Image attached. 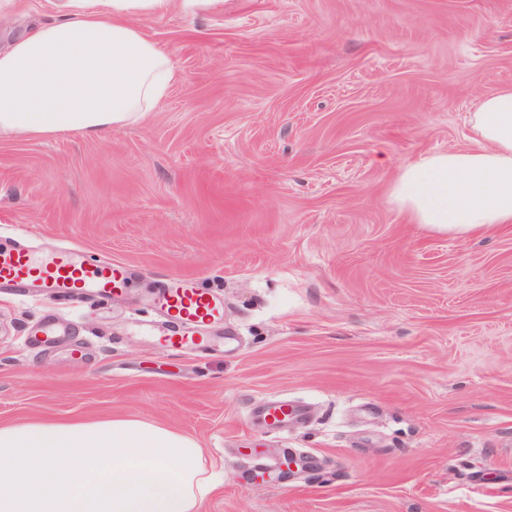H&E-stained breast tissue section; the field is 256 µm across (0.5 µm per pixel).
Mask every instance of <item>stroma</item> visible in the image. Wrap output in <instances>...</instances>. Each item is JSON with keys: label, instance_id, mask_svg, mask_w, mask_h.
Here are the masks:
<instances>
[{"label": "stroma", "instance_id": "35a3bbf8", "mask_svg": "<svg viewBox=\"0 0 512 512\" xmlns=\"http://www.w3.org/2000/svg\"><path fill=\"white\" fill-rule=\"evenodd\" d=\"M21 0L0 48L52 19ZM178 79L98 137L0 139V238L137 274L108 299L0 295V424L136 414L208 448L203 512H512V225L469 238L387 197L512 84V0H224L142 19ZM178 275L238 347L162 349ZM74 335L26 339L46 314ZM306 406L277 436L261 398ZM308 465L257 482L284 454Z\"/></svg>", "mask_w": 512, "mask_h": 512}]
</instances>
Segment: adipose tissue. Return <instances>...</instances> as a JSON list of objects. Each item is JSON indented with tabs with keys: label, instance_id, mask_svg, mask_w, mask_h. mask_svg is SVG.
Returning a JSON list of instances; mask_svg holds the SVG:
<instances>
[{
	"label": "adipose tissue",
	"instance_id": "obj_1",
	"mask_svg": "<svg viewBox=\"0 0 512 512\" xmlns=\"http://www.w3.org/2000/svg\"><path fill=\"white\" fill-rule=\"evenodd\" d=\"M218 0H65L0 51V137H94L156 111L176 81L138 27ZM467 146L423 155L389 186L410 221L452 236L512 224V84L472 105ZM198 441L137 416L0 425V512H203Z\"/></svg>",
	"mask_w": 512,
	"mask_h": 512
}]
</instances>
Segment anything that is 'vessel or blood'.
<instances>
[{"mask_svg":"<svg viewBox=\"0 0 512 512\" xmlns=\"http://www.w3.org/2000/svg\"><path fill=\"white\" fill-rule=\"evenodd\" d=\"M124 281L123 265L88 263L81 251L73 247L50 255H40L20 246L0 253V291H36L84 302L116 294ZM155 308L165 320V327L157 338L163 348L178 350L190 345L211 349V338L199 335L198 330L220 320L224 305L211 293L197 288L194 279L178 276L169 280L159 291ZM305 416L303 407L288 404L278 397L261 400L254 409L257 422L274 434L287 432L302 423Z\"/></svg>","mask_w":512,"mask_h":512,"instance_id":"vessel-or-blood-1","label":"vessel or blood"}]
</instances>
